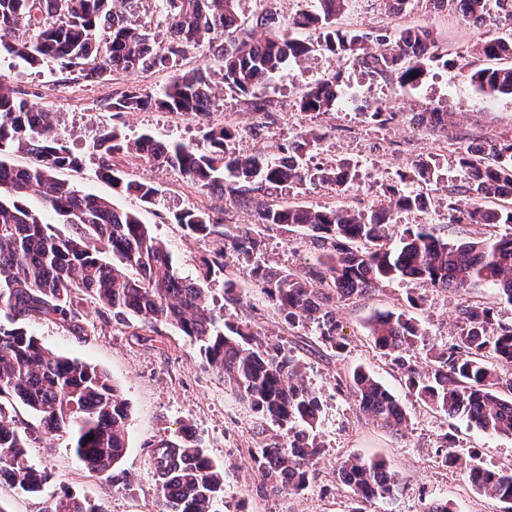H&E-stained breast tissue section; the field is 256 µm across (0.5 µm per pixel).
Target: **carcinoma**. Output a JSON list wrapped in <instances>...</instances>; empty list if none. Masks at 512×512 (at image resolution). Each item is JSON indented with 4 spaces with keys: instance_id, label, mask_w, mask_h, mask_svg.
Segmentation results:
<instances>
[{
    "instance_id": "obj_1",
    "label": "carcinoma",
    "mask_w": 512,
    "mask_h": 512,
    "mask_svg": "<svg viewBox=\"0 0 512 512\" xmlns=\"http://www.w3.org/2000/svg\"><path fill=\"white\" fill-rule=\"evenodd\" d=\"M126 2L0 0V55L31 68L50 64L97 79L154 67L172 70L169 83L154 95L128 85L112 99L113 116L152 107L190 115L205 122L202 142H169L152 133L131 141L116 127L106 128L92 146L98 175L119 192L155 204L161 190L130 178L117 164L133 151L236 208L256 205L257 223L303 232L316 256L301 269L274 268L260 231L224 223L220 207L192 208L177 213L174 223L189 235L216 236L224 246L218 253L221 261L207 266L202 278L183 277L171 251L139 212L59 177L63 170L81 169L84 157L56 131L46 104L21 96L1 74L0 309L8 310L9 323H0V396L14 397L40 414L47 432L71 435L86 469L117 482L115 471L127 451L128 403L104 371L49 351L24 327L27 320L44 318L82 331L78 305L85 296L112 314L116 325L129 328L135 320L162 324L198 344L204 360L222 374L225 388L279 429V441L251 449L249 464L270 487L286 483L299 493L310 483L309 461L321 453L315 433L321 398L301 382L299 362L270 344L256 322L237 318L218 327L206 282L224 274V301L239 305L241 287L232 268L243 266L248 285L289 326L314 328L321 343L334 351L347 346L336 304L363 297L382 283L406 279L457 293L487 285L512 304V204H492L512 188V132L490 139L485 148L460 151L465 179L448 191V223L503 224L510 229L505 234L452 241L417 224L405 228L395 242L389 233L392 211L386 207L333 209L269 201L263 195L307 184L344 195L357 178V167L348 161L326 167L303 164L330 134L322 125L302 132L275 157L235 151L231 142L236 130L208 123L216 88L247 94L288 63L321 51L347 57L375 77L416 86L431 64H448L431 31L421 26L343 29L337 19L350 0H314L310 8L281 21L265 18L269 33L254 39L238 35L239 0H161L170 34L163 52L155 47V36L127 15ZM433 2L461 13L475 27L486 24L493 5L512 22V0ZM308 28L318 33L316 41L293 36V31ZM373 43L381 50H373ZM188 47L218 54L223 63L219 80L200 68H176L177 57ZM474 54L497 62L472 71L475 90L489 97L512 95V32L477 42ZM339 86L335 76L308 88L299 111L317 117L336 111ZM395 116L383 104L367 112L369 121L380 125ZM452 118L451 112L427 109L416 121L446 129ZM21 152L30 159L25 166L10 161ZM436 178L431 157L415 160L400 183L389 187L390 202L405 211L422 209V194L407 189V183ZM32 189L57 223L70 228L68 233L52 230L29 209L24 199ZM422 302L416 292L399 306L371 315L367 329L374 348L429 408L463 417L484 432L512 437V379L501 373L512 366V324L495 322L493 309L468 301L457 309L454 340L427 349L421 365L414 350L423 332L411 310ZM336 391L352 395L359 413L378 427L395 434L407 428L408 415L399 399L364 369L336 378ZM11 408L0 401V474L11 475L24 492L38 493L48 476L30 464L27 436L13 426ZM439 452L442 462L459 468L476 491L512 512V465L490 470L475 451L461 456L446 435ZM152 461L158 512H224V471L205 455L202 439L183 435L162 440L152 449ZM338 478L351 493L350 512H367V505L391 499L399 489V480L385 464L358 456L339 462ZM55 512L105 510L69 494Z\"/></svg>"
}]
</instances>
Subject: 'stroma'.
<instances>
[{
  "label": "stroma",
  "mask_w": 512,
  "mask_h": 512,
  "mask_svg": "<svg viewBox=\"0 0 512 512\" xmlns=\"http://www.w3.org/2000/svg\"><path fill=\"white\" fill-rule=\"evenodd\" d=\"M299 7V0H242L239 24L243 31L257 37L264 33L259 24L263 15L286 16ZM405 21L430 29L440 53L449 55L453 66L432 67L419 86L403 87L366 75L349 59L314 53L301 64L288 65L267 85L250 94L218 89L211 120L237 126V150L276 155L282 144L295 139L312 122L298 110L302 92L321 79L340 75L345 93L355 95L367 108L386 104L396 117L381 127L367 123L359 111L337 107L335 112L320 117V125L330 127L332 133L321 149L308 158V165L340 160L356 164L358 177L350 197L363 209L386 205L387 187L398 183L401 173L408 171L418 156H433L438 180L415 186L416 191L429 196L428 210H393V235H400L407 226L426 224L454 239L481 236L484 226L444 220L448 188L461 182L462 172L455 152L436 154L441 130L419 126L415 117L428 107L455 113V133L473 140L486 141L512 129V96H481L468 78L470 70L479 64L472 56L474 44L501 35L507 25L499 22L478 29L460 14L431 12L423 0H415ZM339 22L342 27L364 32L397 25L383 0H353ZM1 74L17 91L39 95L53 112L58 131L77 152L84 154L83 168L68 173V180L78 189L141 212L144 222L151 224L153 232L177 259L181 274L198 278L204 259L213 256L222 243L188 236L175 224L173 216L192 206H211L212 198L192 188L171 168L133 155L123 157L120 165L130 177L151 182L161 191L157 205H143L136 198L117 194L111 184L99 177L97 162L89 155L102 129L110 125L119 127L131 140L145 132L185 143L198 138L199 124L189 116L153 109L116 118L108 110L113 96L129 82L154 94L169 83L170 71L151 69L132 77L85 79L75 72L60 74L48 67L31 69L6 58L0 60ZM263 232L271 266L296 268L311 262V244L300 232L276 225L264 227ZM209 288L211 301L223 307L225 314L250 313L260 317L269 342L286 344L301 363L304 383L320 395L317 432L323 451L309 466V488L299 494L285 488L270 489L261 473L251 468L249 449L270 443L277 430L225 389L221 374L205 362L197 345L162 326L141 324L133 331L115 326L109 314L84 300L79 309L85 335H74L46 320H31L27 326L53 352L105 371L127 400L131 425L127 454L120 468L128 482L114 484L88 473L75 456L69 435L45 433L39 415L18 403L13 417L19 426L32 431L29 460L49 480L36 495L0 484V507L5 512H53L66 492L102 504L105 512H155L157 479L150 463L151 450L160 440L177 439L185 424L201 436L207 455L223 468L224 499L233 508L245 501L252 512H347L350 494L339 482L337 466L345 457L356 454L383 462L402 485L393 499L372 505L371 512H423L433 500L449 501L457 512H503L496 500L473 490L459 469L445 465L436 449L447 433L453 436L461 453L477 451L486 466L500 467L512 462V438L478 431L464 418L452 419L427 408L406 389L368 336L367 318L404 302L407 294L417 288L415 282H387L369 298L337 304L336 315L348 339L347 350L340 353L325 349L313 328H289L254 289H246L242 304L233 306L224 301L222 275H213ZM421 291L424 303L414 315L424 330L425 345L442 346L453 340L456 309L465 298L491 307L498 321L512 324V305L501 302L495 288H475L464 297L438 288ZM359 366L371 372L403 403L409 415L403 434L395 435L368 423L351 396L336 392L337 375L351 374Z\"/></svg>",
  "instance_id": "35a3bbf8"
}]
</instances>
